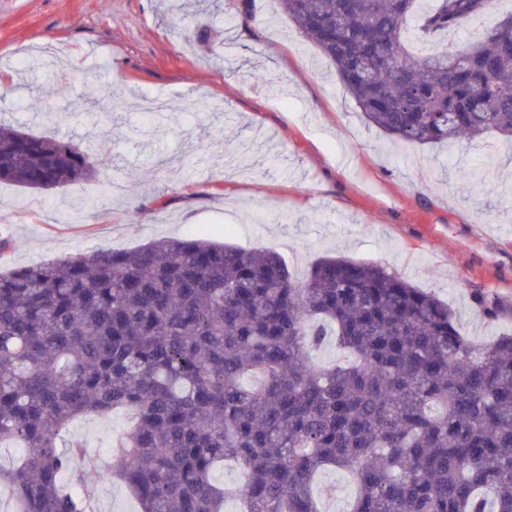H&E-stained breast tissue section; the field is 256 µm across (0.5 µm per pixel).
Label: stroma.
Here are the masks:
<instances>
[{
  "mask_svg": "<svg viewBox=\"0 0 512 512\" xmlns=\"http://www.w3.org/2000/svg\"><path fill=\"white\" fill-rule=\"evenodd\" d=\"M0 120L99 160L49 194L0 184L15 242L2 271L203 237L277 251L302 280L340 252L435 293L465 336L512 331V143L394 142L278 0H213L184 22L168 0H0ZM126 423L84 417L68 434L109 465Z\"/></svg>",
  "mask_w": 512,
  "mask_h": 512,
  "instance_id": "1",
  "label": "stroma"
}]
</instances>
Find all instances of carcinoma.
<instances>
[{"label": "carcinoma", "instance_id": "obj_1", "mask_svg": "<svg viewBox=\"0 0 512 512\" xmlns=\"http://www.w3.org/2000/svg\"><path fill=\"white\" fill-rule=\"evenodd\" d=\"M490 0H280L368 124L396 141H512V14L463 48L420 47ZM54 135L0 122V183L47 191L96 173ZM328 336L349 352L318 367ZM133 413L109 477L138 512H320L350 470L348 512H512V333L482 343L448 304L344 256L294 279L280 255L158 239L0 271V470L14 512H89L77 419ZM227 461L245 483L214 481ZM317 496L319 507L325 511L326 504L322 501L320 492L326 485H332L336 488V510L333 512H346L349 503L355 491V485L352 475L344 470H327L320 474L317 482ZM328 512V511H325Z\"/></svg>", "mask_w": 512, "mask_h": 512}]
</instances>
